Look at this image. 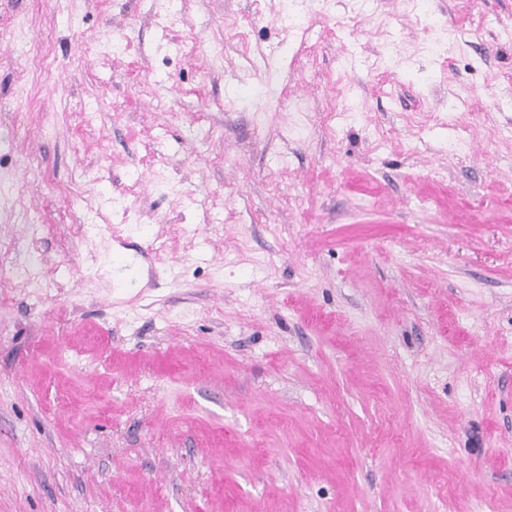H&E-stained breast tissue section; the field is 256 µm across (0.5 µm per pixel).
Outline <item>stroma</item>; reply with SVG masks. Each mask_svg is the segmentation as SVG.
Instances as JSON below:
<instances>
[{"label":"stroma","instance_id":"obj_1","mask_svg":"<svg viewBox=\"0 0 512 512\" xmlns=\"http://www.w3.org/2000/svg\"><path fill=\"white\" fill-rule=\"evenodd\" d=\"M0 512H512V0H0Z\"/></svg>","mask_w":512,"mask_h":512}]
</instances>
